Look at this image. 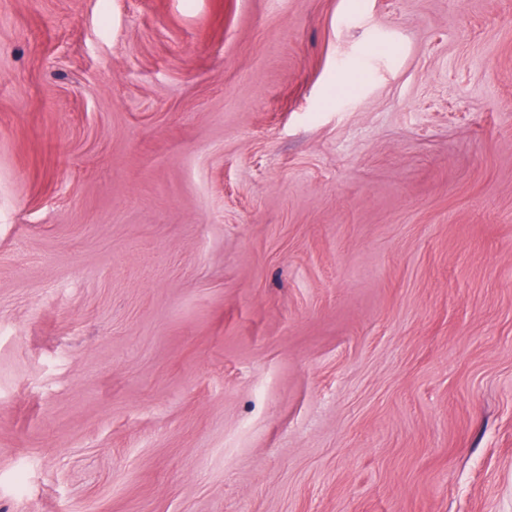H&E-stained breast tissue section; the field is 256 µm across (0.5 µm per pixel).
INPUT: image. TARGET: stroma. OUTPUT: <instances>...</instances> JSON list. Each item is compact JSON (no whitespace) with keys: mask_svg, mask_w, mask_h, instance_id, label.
Returning <instances> with one entry per match:
<instances>
[{"mask_svg":"<svg viewBox=\"0 0 512 512\" xmlns=\"http://www.w3.org/2000/svg\"><path fill=\"white\" fill-rule=\"evenodd\" d=\"M0 512H512V0H0Z\"/></svg>","mask_w":512,"mask_h":512,"instance_id":"35a3bbf8","label":"stroma"}]
</instances>
